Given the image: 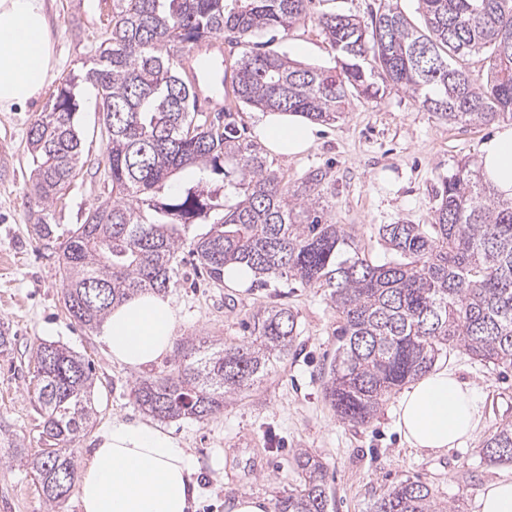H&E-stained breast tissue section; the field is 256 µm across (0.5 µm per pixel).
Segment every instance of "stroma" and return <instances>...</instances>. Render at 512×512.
Returning <instances> with one entry per match:
<instances>
[{
	"label": "stroma",
	"mask_w": 512,
	"mask_h": 512,
	"mask_svg": "<svg viewBox=\"0 0 512 512\" xmlns=\"http://www.w3.org/2000/svg\"><path fill=\"white\" fill-rule=\"evenodd\" d=\"M379 3L313 0L309 17L289 35L263 33L247 43L225 45L224 63L234 65L245 53L257 50L332 65L319 17L339 13L365 20ZM113 5V0H44L54 43V77L27 105L0 112V328L14 338L11 350L0 353V431L17 437L29 453L45 447L34 356L40 343H58L93 368L95 430L74 443L80 463L93 448L97 430L115 420L145 419L132 395L134 385L175 364L171 355L140 370L113 364L97 331L69 317L59 275V247L35 239L29 219L28 131L57 89L82 74L98 54L111 29ZM77 93L84 166L52 207L58 240L83 223L92 205L112 197L96 91L83 84ZM496 130L493 124L448 125L422 109L408 92L388 89L355 101L335 124L319 125L317 140L307 152L293 158L275 156L271 162L291 183L310 169L328 168L323 194L333 222L352 231L359 247L380 259L386 248L377 225L430 223L442 178L457 162H477L480 144ZM207 230V225L194 224L182 234L178 283L168 291L179 314L178 338L239 343L244 336L242 319L272 305L294 311L300 335L287 360L260 383L226 399L222 414L166 422V429L191 456L201 489L196 512H226L227 503L240 495L274 502L298 485L294 455L301 449L318 455L328 466L331 512H368L375 497L408 479L427 483L440 502L461 507L462 512H477L480 492L491 482L512 477V464L491 465L481 454L497 427L512 423V368L487 367L461 351L451 352L446 359L449 368L474 385L482 398L483 421L465 445L416 455L395 426L397 396H390L364 426L342 420L327 402L323 372L336 352L337 317L323 290L282 279L269 280L263 287L254 282L242 288L192 287L187 243ZM0 512H80V508L73 493L59 505H49L35 475L1 446Z\"/></svg>",
	"instance_id": "35a3bbf8"
}]
</instances>
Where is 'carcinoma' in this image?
Listing matches in <instances>:
<instances>
[{"mask_svg": "<svg viewBox=\"0 0 512 512\" xmlns=\"http://www.w3.org/2000/svg\"><path fill=\"white\" fill-rule=\"evenodd\" d=\"M424 26L389 4L359 20L324 14L318 24L335 66L304 65L284 55L251 52L232 74L236 101L267 112H294L330 124L380 86L410 93L421 108L450 125L512 122V0H417ZM312 0H116L112 29L93 66L64 83L32 125L37 238L53 239L51 208L78 174L82 142L74 89L96 90L107 134L112 200L87 213L60 243L65 308L87 329L112 306L177 284L180 228L207 217L212 227L190 254L208 279L224 283V266L246 263L257 283L295 280L321 288L338 317L336 356L325 396L336 414L364 426L393 392L425 374L453 350L512 368V200H502L468 162L441 180L429 224H381L391 259L361 251L354 235L330 217L315 168L290 186L235 125L199 110L191 81L178 66L197 43L228 36L238 42L267 31L288 35ZM487 62L486 80L471 77L473 56ZM196 178L159 194L175 173ZM228 179L239 200L209 187ZM246 340L228 346L178 348V363L134 387L136 404L163 418L207 419L224 399L250 388L288 358L299 336L297 315L281 306L244 323ZM42 436L51 448L26 455L45 499H65L76 480L68 444L92 429V368L63 346L35 352ZM491 461L512 462V423L484 443ZM297 488L276 499L274 512H329L325 463L294 457ZM369 512H460L437 501L428 484L405 480L374 499Z\"/></svg>", "mask_w": 512, "mask_h": 512, "instance_id": "carcinoma-1", "label": "carcinoma"}]
</instances>
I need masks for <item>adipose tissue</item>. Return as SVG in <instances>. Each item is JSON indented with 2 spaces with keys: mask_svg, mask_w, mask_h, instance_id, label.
Instances as JSON below:
<instances>
[{
  "mask_svg": "<svg viewBox=\"0 0 512 512\" xmlns=\"http://www.w3.org/2000/svg\"><path fill=\"white\" fill-rule=\"evenodd\" d=\"M54 69L44 0H0V112L38 97ZM258 132L266 148L294 156L314 143L317 128L299 114L270 112ZM480 170L502 199H512V124L481 144ZM179 323L169 296L141 294L115 305L99 327L113 362L141 368L172 350ZM483 418L477 390L445 366L433 367L399 398L396 427L417 455L461 446ZM179 441L149 422L115 421L97 435L82 469L81 512H192L197 489Z\"/></svg>",
  "mask_w": 512,
  "mask_h": 512,
  "instance_id": "adipose-tissue-1",
  "label": "adipose tissue"
}]
</instances>
